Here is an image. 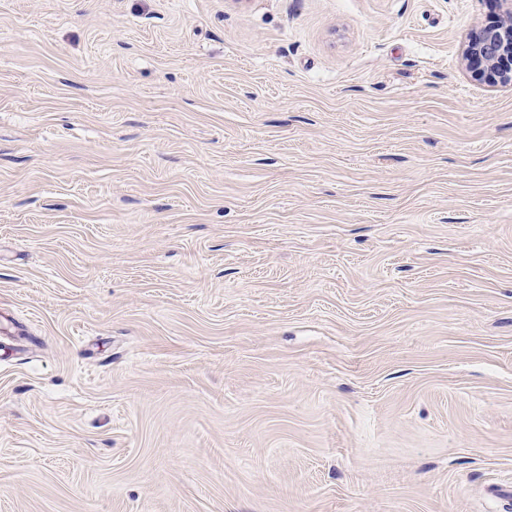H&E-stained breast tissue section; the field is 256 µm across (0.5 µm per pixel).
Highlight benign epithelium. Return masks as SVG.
Segmentation results:
<instances>
[{
  "instance_id": "obj_1",
  "label": "benign epithelium",
  "mask_w": 512,
  "mask_h": 512,
  "mask_svg": "<svg viewBox=\"0 0 512 512\" xmlns=\"http://www.w3.org/2000/svg\"><path fill=\"white\" fill-rule=\"evenodd\" d=\"M500 5L504 23L468 39L463 58L472 62L475 76L512 85V0H500Z\"/></svg>"
}]
</instances>
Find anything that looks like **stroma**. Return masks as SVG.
I'll use <instances>...</instances> for the list:
<instances>
[{
  "mask_svg": "<svg viewBox=\"0 0 512 512\" xmlns=\"http://www.w3.org/2000/svg\"><path fill=\"white\" fill-rule=\"evenodd\" d=\"M499 0H0V512H512ZM499 2L504 23L470 37L464 46L463 58L467 64L472 62L476 77L512 85V1Z\"/></svg>",
  "mask_w": 512,
  "mask_h": 512,
  "instance_id": "stroma-1",
  "label": "stroma"
}]
</instances>
